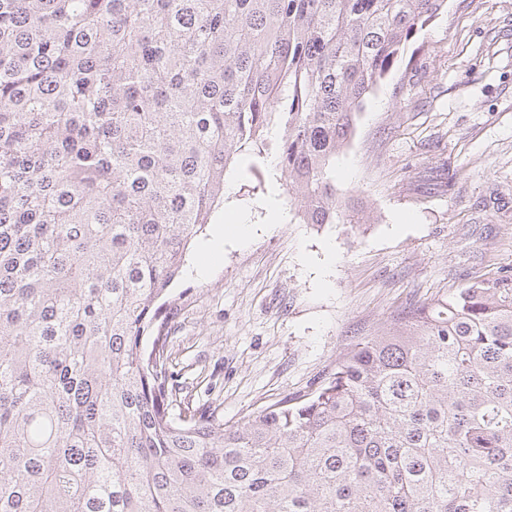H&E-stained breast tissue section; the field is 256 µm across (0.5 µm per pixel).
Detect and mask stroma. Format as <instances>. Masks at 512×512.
<instances>
[{
	"mask_svg": "<svg viewBox=\"0 0 512 512\" xmlns=\"http://www.w3.org/2000/svg\"><path fill=\"white\" fill-rule=\"evenodd\" d=\"M405 55L336 161L360 222L268 223L279 171L228 169L168 295L178 401L234 425L317 389L392 315L512 268V0H447ZM238 212L241 241L222 227Z\"/></svg>",
	"mask_w": 512,
	"mask_h": 512,
	"instance_id": "obj_1",
	"label": "stroma"
}]
</instances>
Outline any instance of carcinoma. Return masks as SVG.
I'll return each instance as SVG.
<instances>
[{
    "label": "carcinoma",
    "mask_w": 512,
    "mask_h": 512,
    "mask_svg": "<svg viewBox=\"0 0 512 512\" xmlns=\"http://www.w3.org/2000/svg\"><path fill=\"white\" fill-rule=\"evenodd\" d=\"M445 2L0 0V512H512V274L235 426L174 387L229 166L350 222L336 157Z\"/></svg>",
    "instance_id": "obj_1"
}]
</instances>
